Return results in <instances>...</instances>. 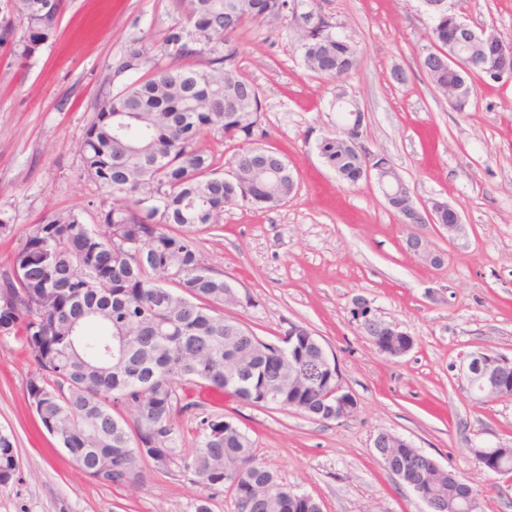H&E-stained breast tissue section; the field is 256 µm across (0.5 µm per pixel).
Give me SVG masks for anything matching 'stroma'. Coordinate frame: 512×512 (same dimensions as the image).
Instances as JSON below:
<instances>
[{
    "mask_svg": "<svg viewBox=\"0 0 512 512\" xmlns=\"http://www.w3.org/2000/svg\"><path fill=\"white\" fill-rule=\"evenodd\" d=\"M474 30L512 41V0H451ZM360 65L346 82L366 114L365 143L392 162L413 196L461 214L457 234L404 224L375 183L351 187L320 158L336 129L331 86L308 72L292 29L249 25L237 35L238 66L264 93L266 143L298 178L274 210L226 209L203 234L204 262L242 300L231 316L262 340L288 323L308 327L332 353L353 393L354 413L314 421L206 392L209 411L234 416L257 460L320 502L322 512H428L387 471L379 433L407 439L481 494V512H512V476L484 468L475 447L512 448V398L479 401L464 391L466 354L512 358V79L477 81L463 112L449 108L419 61L430 42L422 0H320ZM173 0H66L57 36L19 66L0 53V272L31 224L74 210L97 221L107 197L80 175L85 128L106 88V66L132 37L174 24ZM405 81H396L394 71ZM418 235L444 261L432 266L406 241ZM365 299L414 340L403 357L380 353L352 318ZM29 349L0 339V427L16 438L19 471L0 488V512H195L200 487L146 466L135 491L103 486L36 425L25 394Z\"/></svg>",
    "mask_w": 512,
    "mask_h": 512,
    "instance_id": "obj_1",
    "label": "stroma"
}]
</instances>
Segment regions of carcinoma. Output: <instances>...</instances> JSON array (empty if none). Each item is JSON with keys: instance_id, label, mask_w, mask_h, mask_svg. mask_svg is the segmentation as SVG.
Wrapping results in <instances>:
<instances>
[{"instance_id": "obj_1", "label": "carcinoma", "mask_w": 512, "mask_h": 512, "mask_svg": "<svg viewBox=\"0 0 512 512\" xmlns=\"http://www.w3.org/2000/svg\"><path fill=\"white\" fill-rule=\"evenodd\" d=\"M64 0H0V48L28 62L53 41ZM179 20L130 41L110 66L113 89L97 99L81 145L82 176L112 199L87 224L79 212H57L31 225L9 269L0 273V338L31 351L26 397L42 427L77 468L109 486L137 488L145 465L180 476L214 495L230 492L236 512H322L320 504L281 482L253 455L234 417L208 413L189 399L196 386L255 407L336 420V370L304 327L288 323L281 343L263 341L224 308L236 291L200 256V234L229 207L274 209L295 191L282 155L260 145L263 92L237 65L235 36L249 24L289 21L306 68L336 83L359 64L356 45L333 32L318 0H175ZM458 15L431 20L432 45H456L470 60L460 73L425 53L420 66L434 88L471 100L474 78L498 81L497 51L512 42H459ZM22 33H17V27ZM241 141L224 176L200 138ZM323 163L343 182L364 181V127L342 129L318 143ZM388 206L411 223L407 187L390 190ZM190 415L198 445L181 454L177 419ZM385 468L420 498L441 499L446 512L464 505L461 479L417 448H380ZM476 459L512 472V448ZM13 435L0 430V486L15 480Z\"/></svg>"}]
</instances>
